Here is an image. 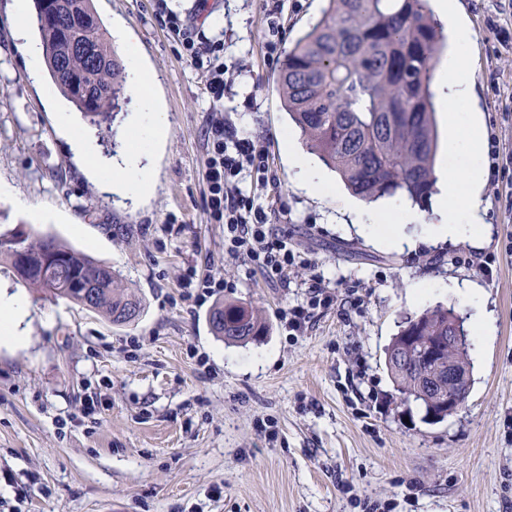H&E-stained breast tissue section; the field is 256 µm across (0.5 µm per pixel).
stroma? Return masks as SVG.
Returning <instances> with one entry per match:
<instances>
[{"label":"stroma","mask_w":512,"mask_h":512,"mask_svg":"<svg viewBox=\"0 0 512 512\" xmlns=\"http://www.w3.org/2000/svg\"><path fill=\"white\" fill-rule=\"evenodd\" d=\"M474 32L473 109L496 165L483 187L476 240L432 239L406 224L413 248L384 245L394 221L359 231L347 190H303L282 149V63L269 59L263 0H93L104 32L127 29L167 134L150 155L152 193L107 192L62 135L48 72L29 75L13 0H0V233L22 225L111 266L144 310L118 326L50 299L0 264V289L28 305L21 348L0 347V512H512V0H459ZM326 0H285L283 48ZM176 13L222 40L220 108L206 71L168 25ZM263 144L281 183L273 228L309 264L267 281L224 246L205 181L213 117ZM223 287L200 297L206 276ZM334 295L290 335L282 308L313 280ZM425 297L409 295L412 283ZM476 288L493 318L473 336L464 407L430 424L401 400L385 348L402 319L454 306L473 327ZM241 301L267 333L228 345L210 328L216 302Z\"/></svg>","instance_id":"1"}]
</instances>
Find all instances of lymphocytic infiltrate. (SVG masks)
Masks as SVG:
<instances>
[{
	"mask_svg": "<svg viewBox=\"0 0 512 512\" xmlns=\"http://www.w3.org/2000/svg\"><path fill=\"white\" fill-rule=\"evenodd\" d=\"M168 23L186 56L195 62L206 61L212 103L220 105L224 99L223 43L195 39L178 15H170ZM208 148V208L214 221L224 227L228 253L254 264L268 281L287 282L289 273L302 265L303 258L289 248L286 239L275 234L268 209L240 187V178L246 175L263 188L278 191L264 147L227 132L222 123L216 122L208 132Z\"/></svg>",
	"mask_w": 512,
	"mask_h": 512,
	"instance_id": "obj_1",
	"label": "lymphocytic infiltrate"
}]
</instances>
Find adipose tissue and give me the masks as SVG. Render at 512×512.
<instances>
[{
  "mask_svg": "<svg viewBox=\"0 0 512 512\" xmlns=\"http://www.w3.org/2000/svg\"><path fill=\"white\" fill-rule=\"evenodd\" d=\"M430 2L447 37V52L438 67L436 80L440 88L439 101L448 121L445 157L455 161L456 167L450 171L439 169L436 174L437 194L429 231L439 238L455 239L475 233L483 221L480 191L486 171L481 128L470 108L472 67L469 48L473 31L457 0ZM128 57L130 83L139 95L140 109L129 123L128 148L119 159L102 160L94 139L77 131L68 113H60L58 120L75 155L87 169L106 171V186L110 191L135 199L148 196L153 190L145 162L152 142L164 137L166 123L162 113L156 112L153 106L150 72L139 66L136 51H129ZM283 150L293 159L303 189L313 195L335 193V184L320 167L299 153L293 137L284 138ZM26 314L27 303L23 297L0 291V346L24 343L21 325Z\"/></svg>",
  "mask_w": 512,
  "mask_h": 512,
  "instance_id": "obj_1",
  "label": "adipose tissue"
}]
</instances>
